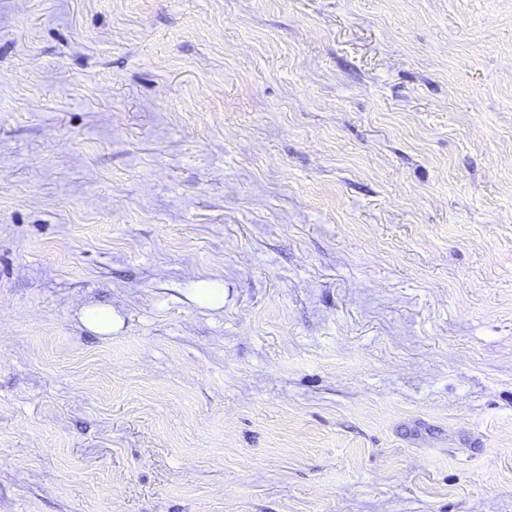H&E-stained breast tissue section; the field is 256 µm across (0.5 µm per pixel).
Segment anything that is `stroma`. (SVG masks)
Wrapping results in <instances>:
<instances>
[{
  "label": "stroma",
  "mask_w": 512,
  "mask_h": 512,
  "mask_svg": "<svg viewBox=\"0 0 512 512\" xmlns=\"http://www.w3.org/2000/svg\"><path fill=\"white\" fill-rule=\"evenodd\" d=\"M0 512H512V0H0ZM190 300L200 308L218 310L224 306V286L220 283L200 281L189 288ZM82 321L91 331L99 335H110L118 327L120 318L110 307L89 305L82 311Z\"/></svg>",
  "instance_id": "stroma-1"
}]
</instances>
